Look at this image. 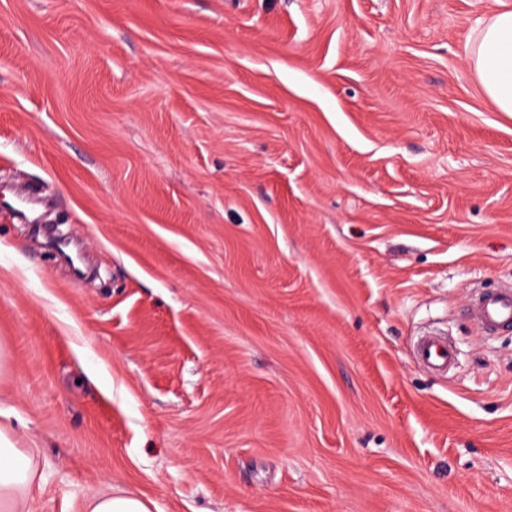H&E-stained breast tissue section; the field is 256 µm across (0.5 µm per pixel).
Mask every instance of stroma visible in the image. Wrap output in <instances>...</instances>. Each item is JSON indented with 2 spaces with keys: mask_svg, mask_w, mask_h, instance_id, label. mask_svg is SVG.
<instances>
[{
  "mask_svg": "<svg viewBox=\"0 0 512 512\" xmlns=\"http://www.w3.org/2000/svg\"><path fill=\"white\" fill-rule=\"evenodd\" d=\"M512 0H0V424L26 512H512ZM456 364L423 369L417 340ZM467 53L484 94L497 111L512 114V10L499 11L483 21ZM469 315L486 334L512 329V287L482 291L472 301ZM415 354L423 366L435 372H447L456 362L455 350L442 336H422ZM154 503L125 490L113 491L108 487L89 504V512H152Z\"/></svg>",
  "mask_w": 512,
  "mask_h": 512,
  "instance_id": "obj_1",
  "label": "stroma"
}]
</instances>
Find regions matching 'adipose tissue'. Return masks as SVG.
I'll use <instances>...</instances> for the list:
<instances>
[{
	"label": "adipose tissue",
	"mask_w": 512,
	"mask_h": 512,
	"mask_svg": "<svg viewBox=\"0 0 512 512\" xmlns=\"http://www.w3.org/2000/svg\"><path fill=\"white\" fill-rule=\"evenodd\" d=\"M467 53L484 94L497 111L512 114V10L483 21ZM34 477L29 455L17 448L9 430L0 428V512H23V494Z\"/></svg>",
	"instance_id": "obj_1"
}]
</instances>
